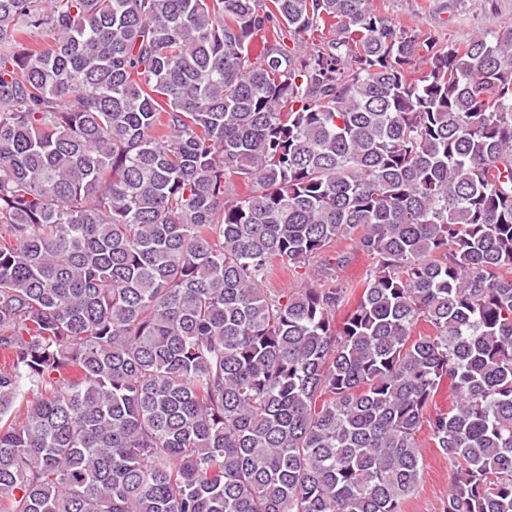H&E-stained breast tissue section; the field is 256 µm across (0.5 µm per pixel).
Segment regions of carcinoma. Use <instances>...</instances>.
<instances>
[{"mask_svg": "<svg viewBox=\"0 0 512 512\" xmlns=\"http://www.w3.org/2000/svg\"><path fill=\"white\" fill-rule=\"evenodd\" d=\"M424 425L512 512V25L0 0V512H406ZM370 262L367 257L355 254L349 264L336 268V283L348 288V291L354 293L353 297H355L360 291L361 280Z\"/></svg>", "mask_w": 512, "mask_h": 512, "instance_id": "1", "label": "carcinoma"}]
</instances>
